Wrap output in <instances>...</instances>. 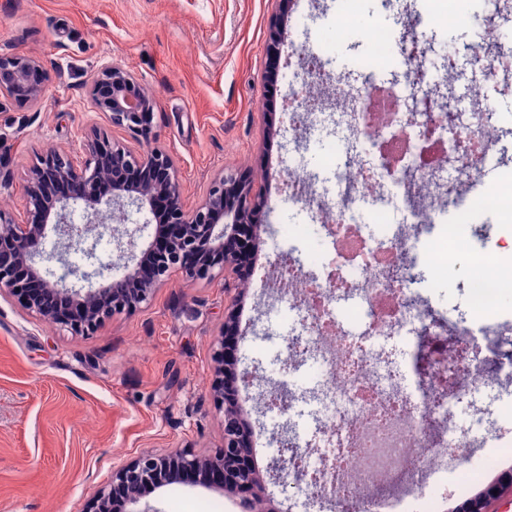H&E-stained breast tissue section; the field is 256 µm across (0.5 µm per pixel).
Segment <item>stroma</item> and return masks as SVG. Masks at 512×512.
<instances>
[{
    "instance_id": "35a3bbf8",
    "label": "stroma",
    "mask_w": 512,
    "mask_h": 512,
    "mask_svg": "<svg viewBox=\"0 0 512 512\" xmlns=\"http://www.w3.org/2000/svg\"><path fill=\"white\" fill-rule=\"evenodd\" d=\"M341 0H304L303 24L288 21L275 86L265 80V38L273 0H0V55L40 60L49 90L39 102L0 108V210L23 220L24 187L38 159L51 152L86 158L84 136L97 127L130 150L166 152L178 173L186 207H195L222 173L250 169L271 211L246 279L238 327L237 368L251 377L239 391L244 417L254 430L253 456L265 467L268 444L281 430L317 436L310 400L320 370L310 358H290L285 340L299 316L282 306L267 280L278 262L277 245L297 227L303 268L320 274L326 241L312 235L301 204L289 201L280 178L288 163L316 166L322 152L290 127L292 95L288 61L301 46L333 59L324 73L362 80L360 35L369 26L399 37L410 16L445 10L444 0H359L349 29L336 26ZM482 0H456V23L433 31L440 60L444 42L476 39L473 13ZM117 65L153 93V139L144 141L113 127L89 103L96 74ZM479 240L467 239L442 277H429L422 301L436 319L470 314L460 285L473 272ZM224 283L197 284L174 275L156 288L151 303L106 319L92 334L73 335L0 294V512H93L99 487L113 468L144 452L170 448L211 453L222 444L221 417L214 408L212 346L224 323ZM288 385L304 400L289 418L270 413L264 393ZM483 411L495 431L482 448H457L455 468L429 475L424 497L411 512H454L502 473L512 471L504 445L512 441V384L490 372L482 387L455 410L459 426ZM268 493L284 512H360L359 503L305 495L275 479ZM150 499L160 512H190L200 500H220L223 512H238L235 499L208 484H173Z\"/></svg>"
}]
</instances>
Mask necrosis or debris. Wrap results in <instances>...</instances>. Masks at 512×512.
I'll list each match as a JSON object with an SVG mask.
<instances>
[{"label":"necrosis or debris","instance_id":"4bbe7bcc","mask_svg":"<svg viewBox=\"0 0 512 512\" xmlns=\"http://www.w3.org/2000/svg\"><path fill=\"white\" fill-rule=\"evenodd\" d=\"M324 64L313 49L301 50L291 71L295 105L288 120L304 131L335 125L336 137L326 155L343 176L331 194L320 190L321 173L315 169L292 165L281 178L298 203L320 214L315 232L329 235L331 243L322 267L334 272L336 280L305 276L293 263L275 269L289 306L309 316L292 349L317 359L320 368L315 421L322 449L306 466L308 488L332 496L345 488L365 491L401 478L404 497L375 498L366 505L367 512H398L405 498L419 491L423 473L446 465L449 449L470 446L468 433L456 429L454 407L485 382L488 368L499 364L498 345L486 328L467 320L448 328L423 324L415 305L419 280L403 264L404 253L415 248L418 224L429 214L418 187L426 185L431 194L443 196L449 211L462 205L511 224L512 184L486 180L487 165L499 157L504 133L497 112L485 101L447 124L437 113L434 94L427 99L433 119L410 122V100L425 82L420 74L389 87L356 86L340 76L332 88L335 113L307 108V84ZM367 203L384 211L391 236L378 240L362 233ZM475 260L479 271L465 288L474 310H490L499 289L512 283V235H499L494 250L477 253ZM351 292L371 303L353 336L341 331L335 313L336 304ZM408 329L420 332L430 350L451 339L460 341L466 370L458 374L454 388L443 389L440 362L417 372L414 396L395 386L382 343ZM419 445L427 447V454L408 464V449Z\"/></svg>","mask_w":512,"mask_h":512}]
</instances>
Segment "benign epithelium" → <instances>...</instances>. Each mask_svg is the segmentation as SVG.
<instances>
[{"label":"benign epithelium","mask_w":512,"mask_h":512,"mask_svg":"<svg viewBox=\"0 0 512 512\" xmlns=\"http://www.w3.org/2000/svg\"><path fill=\"white\" fill-rule=\"evenodd\" d=\"M278 13L266 33V53L272 78L280 46L284 40L282 19L292 10L294 0H277ZM49 77L38 60L24 54L0 56V99L19 105L38 101L46 91ZM93 108L109 117L112 125L124 128L144 139L154 136L153 115L157 98L124 68H104L90 88ZM89 158L77 164L66 154H53L40 160L31 171L25 186L26 218L17 222L0 212V292L7 291L27 311L80 335L94 330L105 318L131 312L150 303L155 288L172 274L179 272L192 281L210 283L224 279V325L214 339L212 358L215 380L212 396L222 414L224 444L208 455H192L172 449L145 453L112 470L109 484L96 494L95 512H110L111 492L125 493L127 512H158L146 500V493L163 486L180 483L184 476L220 470L224 472V492L235 496L249 491L252 497L238 502L243 512H281L264 498V480L251 463L252 427L241 418L237 407L238 383L248 384L238 374L235 363L224 356V337L237 331V307L244 292L245 281L238 271V250L256 245L261 225L259 216L269 208L267 198L254 190L241 172L231 171L217 178L205 199L194 209H185L177 171L170 157L160 151L135 153L111 142L92 127L86 133ZM59 183L75 187L73 196H54L52 188ZM112 184L110 199H104L101 188ZM163 198L167 203L166 227L169 232L163 244L149 248L141 256L127 257L125 278L111 288H88L84 291L61 281L40 289L38 295L28 294L29 279L41 274L38 263L66 261L74 243L88 238L99 239L100 224L94 217L100 205H121L124 201L155 210L154 203ZM81 201L91 219L84 224L70 220L69 202ZM61 240L55 256H43L42 240L47 229ZM141 228L118 225L110 236L119 250L124 244L134 245ZM296 453L290 448L269 461L267 469L283 471L295 468ZM512 493V472L480 494L465 500L457 512H489L492 502Z\"/></svg>","instance_id":"7a95c632"}]
</instances>
